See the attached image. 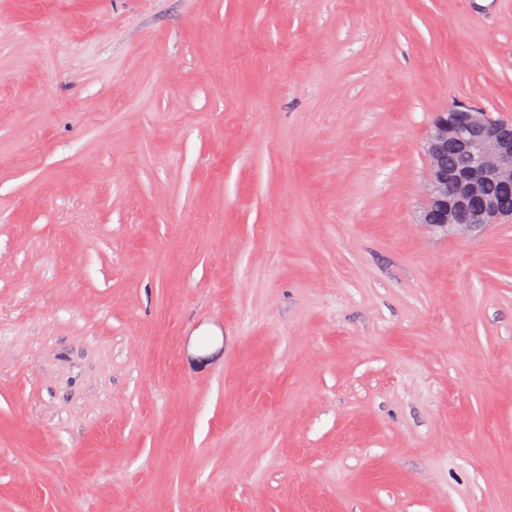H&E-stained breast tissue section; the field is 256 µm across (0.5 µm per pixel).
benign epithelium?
<instances>
[{
    "instance_id": "7a95c632",
    "label": "benign epithelium",
    "mask_w": 512,
    "mask_h": 512,
    "mask_svg": "<svg viewBox=\"0 0 512 512\" xmlns=\"http://www.w3.org/2000/svg\"><path fill=\"white\" fill-rule=\"evenodd\" d=\"M502 120L481 109L436 114L425 143L429 168L424 195L429 210L421 220L450 238L475 239L483 229L512 218V208L488 198L474 211L469 201L493 181L512 182V140L501 135ZM466 159L450 172L445 165L448 143Z\"/></svg>"
}]
</instances>
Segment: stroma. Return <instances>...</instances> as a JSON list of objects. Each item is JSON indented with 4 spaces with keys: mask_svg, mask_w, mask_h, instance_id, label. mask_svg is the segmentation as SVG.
<instances>
[{
    "mask_svg": "<svg viewBox=\"0 0 512 512\" xmlns=\"http://www.w3.org/2000/svg\"><path fill=\"white\" fill-rule=\"evenodd\" d=\"M512 0H0V512H512ZM452 106L446 109L449 118L436 113L425 143L429 168L424 195L429 210L421 220L434 223L427 225L449 238L476 239L491 224L512 218V208L494 198L484 200L478 212L469 205L488 183L512 182V140L505 138H512V121L504 124L503 137L500 118L481 109L456 112L462 109ZM432 214L437 220L431 221Z\"/></svg>",
    "mask_w": 512,
    "mask_h": 512,
    "instance_id": "35a3bbf8",
    "label": "stroma"
}]
</instances>
